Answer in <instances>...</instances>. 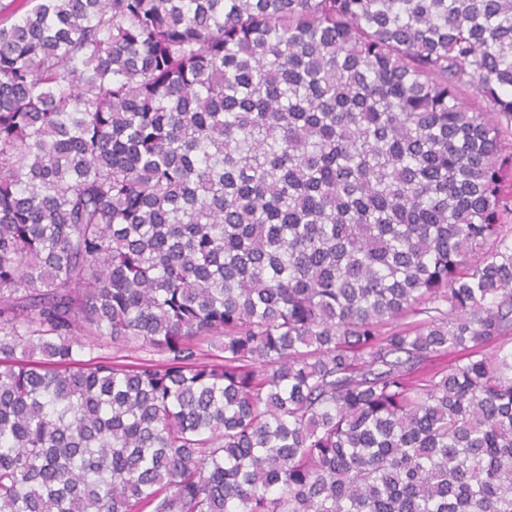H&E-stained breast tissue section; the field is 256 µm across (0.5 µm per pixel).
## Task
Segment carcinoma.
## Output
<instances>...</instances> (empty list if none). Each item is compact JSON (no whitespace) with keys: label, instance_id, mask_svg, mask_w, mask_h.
Wrapping results in <instances>:
<instances>
[{"label":"carcinoma","instance_id":"obj_1","mask_svg":"<svg viewBox=\"0 0 512 512\" xmlns=\"http://www.w3.org/2000/svg\"><path fill=\"white\" fill-rule=\"evenodd\" d=\"M511 342L512 0L0 3V512H512ZM98 355L110 358L115 357L114 361L127 364L141 362L142 359L161 360L163 358L158 352L137 348L133 345L126 350L118 351L112 347V342L108 338L100 339L98 346H95L92 350L86 349L83 359H89Z\"/></svg>","mask_w":512,"mask_h":512}]
</instances>
